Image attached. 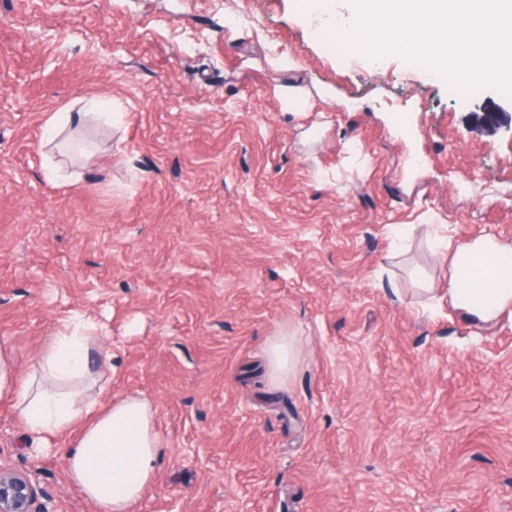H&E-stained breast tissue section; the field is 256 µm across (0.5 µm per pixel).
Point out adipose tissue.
<instances>
[{"instance_id": "1", "label": "adipose tissue", "mask_w": 512, "mask_h": 512, "mask_svg": "<svg viewBox=\"0 0 512 512\" xmlns=\"http://www.w3.org/2000/svg\"><path fill=\"white\" fill-rule=\"evenodd\" d=\"M511 280L512 248L480 238L455 253L448 294L485 322L512 302ZM103 334L89 322L64 325L22 377L0 355V397L11 398L27 434L76 431L64 453L71 482L96 512H131L154 483L162 439L147 399L127 396L104 406L94 395L91 352Z\"/></svg>"}]
</instances>
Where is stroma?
Returning a JSON list of instances; mask_svg holds the SVG:
<instances>
[{"label": "stroma", "mask_w": 512, "mask_h": 512, "mask_svg": "<svg viewBox=\"0 0 512 512\" xmlns=\"http://www.w3.org/2000/svg\"><path fill=\"white\" fill-rule=\"evenodd\" d=\"M298 0H0V347L73 314L102 403L163 441L132 512H512V303L448 298L456 248L512 246V113L488 84L342 55ZM108 101L47 142L79 98ZM284 345L288 361L274 365ZM69 436L0 398V465L95 512ZM84 112H61L53 114L46 122V130L49 134L55 132L56 128L64 123L65 125H80L90 120L101 118L112 119V112H97L103 108L102 102L98 98L80 100Z\"/></svg>", "instance_id": "35a3bbf8"}]
</instances>
